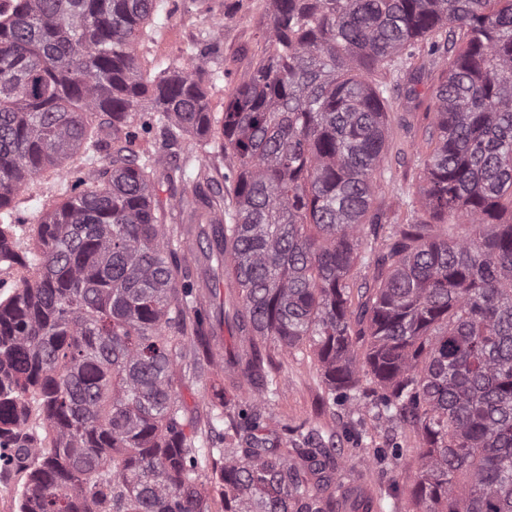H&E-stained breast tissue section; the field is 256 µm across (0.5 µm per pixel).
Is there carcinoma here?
Returning a JSON list of instances; mask_svg holds the SVG:
<instances>
[{
	"instance_id": "1",
	"label": "carcinoma",
	"mask_w": 512,
	"mask_h": 512,
	"mask_svg": "<svg viewBox=\"0 0 512 512\" xmlns=\"http://www.w3.org/2000/svg\"><path fill=\"white\" fill-rule=\"evenodd\" d=\"M250 77L215 112L217 33L145 76L156 0H17L0 17V473L14 512H336V456L306 421L268 432L239 380L276 394L272 356L310 350L329 399L419 438L415 512H512V0H270ZM463 42L456 49L457 41ZM444 63L406 223L391 187L388 88L414 49ZM193 137L196 144L185 143ZM160 142L157 152L139 142ZM224 156V193L209 155ZM195 162L175 235L156 197ZM61 203L29 224L15 199L45 171ZM466 224L459 238L448 222ZM203 276H193L186 255ZM366 272L357 283L354 269ZM224 272L229 310L203 304ZM241 341L216 352L214 329ZM206 446L181 398L205 368Z\"/></svg>"
}]
</instances>
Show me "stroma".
<instances>
[{
  "label": "stroma",
  "mask_w": 512,
  "mask_h": 512,
  "mask_svg": "<svg viewBox=\"0 0 512 512\" xmlns=\"http://www.w3.org/2000/svg\"><path fill=\"white\" fill-rule=\"evenodd\" d=\"M167 15L165 28L151 44L141 48L140 65L153 71L156 60L181 66L187 59L185 45L202 28L220 25L219 62L227 84L235 86L248 78L259 57L268 51L269 0H159ZM399 76L388 77L386 108L390 114L388 151L384 166L393 181L418 194L424 184L416 154L432 117L427 107L433 102L434 82L421 87V105L407 104ZM279 394L264 407L273 429L281 430L301 421L333 433L340 475L349 497L340 501L339 512H412V490L419 467L418 437L407 429L393 428L370 410L368 395L327 404L325 385L312 354L291 356L273 352ZM399 444L398 459L381 461L378 451Z\"/></svg>",
  "instance_id": "obj_1"
}]
</instances>
